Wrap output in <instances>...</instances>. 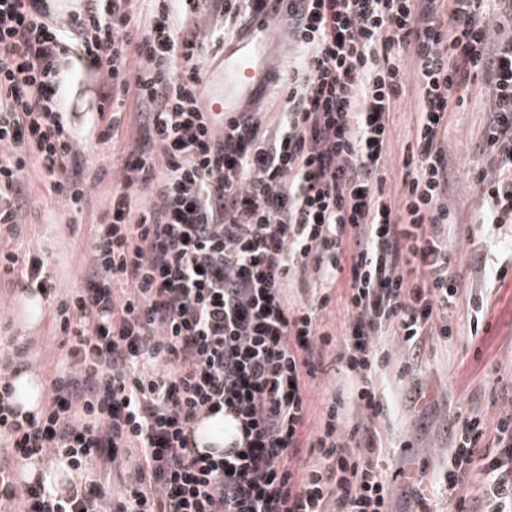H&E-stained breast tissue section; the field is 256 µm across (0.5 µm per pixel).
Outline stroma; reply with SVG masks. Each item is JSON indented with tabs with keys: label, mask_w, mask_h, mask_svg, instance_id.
<instances>
[{
	"label": "stroma",
	"mask_w": 512,
	"mask_h": 512,
	"mask_svg": "<svg viewBox=\"0 0 512 512\" xmlns=\"http://www.w3.org/2000/svg\"><path fill=\"white\" fill-rule=\"evenodd\" d=\"M488 95L473 85L448 125V149L454 164V189L449 204L460 224L471 226L472 238L450 239L451 271L460 282V302L442 316L448 336L427 339L412 374L397 372L400 344L396 337L386 343L392 361L383 375L392 411L381 428L384 450L381 466L393 474L395 512H411L415 497H423L429 512H448V496L441 488L448 468L457 416L481 415L488 424L512 411V279L487 288L484 270L496 266V252H488L485 267H478L475 240L482 237L474 217L481 205V190L468 177L479 161L474 146L483 130ZM126 136L112 145L89 143L85 150L86 175L96 178L93 207H100L119 177ZM28 193L32 205L24 215L13 249L46 259L58 286L82 284L83 265L92 243L91 213L75 216L59 202L48 184L33 181ZM487 299L485 328L478 335L469 330V300ZM0 337L25 336L31 341L26 355L30 367L48 377L61 357V339L55 334L53 303L43 305L37 328L23 321L19 296L10 276L0 277Z\"/></svg>",
	"instance_id": "obj_1"
}]
</instances>
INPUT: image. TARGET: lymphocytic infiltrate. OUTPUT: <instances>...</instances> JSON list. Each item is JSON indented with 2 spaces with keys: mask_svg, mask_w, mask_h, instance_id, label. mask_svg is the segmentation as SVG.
<instances>
[{
  "mask_svg": "<svg viewBox=\"0 0 512 512\" xmlns=\"http://www.w3.org/2000/svg\"><path fill=\"white\" fill-rule=\"evenodd\" d=\"M48 0H0V270L29 295L57 298L65 350L38 412H17L0 369V501L15 512H393L374 460L388 411L377 374L403 345L408 372L458 302L448 237L453 165L448 118L483 80L485 164L477 221L512 224V0H274L298 55L273 122L204 112L193 0H83L61 20ZM97 74L111 111L98 143L136 135L93 226L81 288L58 295L45 259L2 248L29 205L28 168L72 213L89 202L81 140L59 98L61 62ZM419 87L397 197L386 190L392 115ZM319 275L312 303L289 289ZM344 285L341 334L319 313ZM335 350L346 384L327 401L300 456L308 390ZM223 415L221 452L193 426ZM134 477L115 485L129 454ZM51 459L77 473L64 489L18 483L17 463ZM482 512H512V413L495 427L455 423L448 512H472L457 489L474 463Z\"/></svg>",
  "mask_w": 512,
  "mask_h": 512,
  "instance_id": "1",
  "label": "lymphocytic infiltrate"
}]
</instances>
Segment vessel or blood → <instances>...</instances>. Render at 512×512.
I'll use <instances>...</instances> for the list:
<instances>
[{
    "label": "vessel or blood",
    "mask_w": 512,
    "mask_h": 512,
    "mask_svg": "<svg viewBox=\"0 0 512 512\" xmlns=\"http://www.w3.org/2000/svg\"><path fill=\"white\" fill-rule=\"evenodd\" d=\"M278 30V14L271 7L251 12L248 31L226 48L220 68L204 66L200 91L207 111L231 118L241 99L265 87L271 80L265 68L263 49Z\"/></svg>",
    "instance_id": "1"
}]
</instances>
